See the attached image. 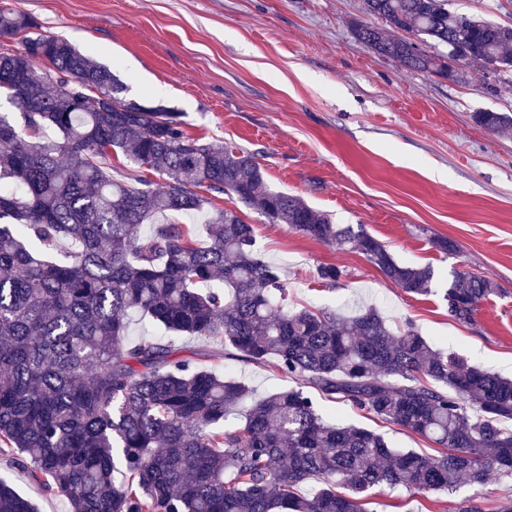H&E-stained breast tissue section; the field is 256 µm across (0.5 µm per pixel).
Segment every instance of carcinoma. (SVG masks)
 Returning a JSON list of instances; mask_svg holds the SVG:
<instances>
[{
  "label": "carcinoma",
  "mask_w": 512,
  "mask_h": 512,
  "mask_svg": "<svg viewBox=\"0 0 512 512\" xmlns=\"http://www.w3.org/2000/svg\"><path fill=\"white\" fill-rule=\"evenodd\" d=\"M364 9L386 28L353 31L380 57L449 81L461 64L512 73L511 24L448 0H364ZM35 27L0 7V38L26 34L21 51L0 52V91L23 123L0 115V177L13 180L0 185L1 452L64 495L71 512H369L376 487L416 495L490 472L512 479V380L433 348L412 323L393 326L374 308L345 316L288 305L253 225L213 198L230 195L272 224L357 249L407 293L429 292L432 270L398 263L367 233L269 188L253 156L188 137L178 113L121 98L106 67L60 37L29 36ZM428 39L458 50L456 65L423 50ZM474 119L512 128L509 112ZM47 127L62 140L40 136ZM114 153L126 159L119 176ZM203 210L204 243L181 224L154 223ZM63 241L75 251L58 262ZM218 275L224 289L201 290ZM495 292L489 278L458 271L444 300L468 322ZM134 313L178 338L217 340L230 360L271 364L293 385L254 399L231 424L249 387L173 340L128 341ZM324 398L440 451L396 449L331 421ZM0 512L38 508L0 481Z\"/></svg>",
  "instance_id": "obj_1"
}]
</instances>
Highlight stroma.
Returning <instances> with one entry per match:
<instances>
[{
	"mask_svg": "<svg viewBox=\"0 0 512 512\" xmlns=\"http://www.w3.org/2000/svg\"><path fill=\"white\" fill-rule=\"evenodd\" d=\"M31 15L40 33L65 38L107 67L124 99L178 113L186 133L254 156L266 183L302 198L335 223L363 229L399 263L428 268L418 295L388 281L364 254L338 249L252 211L256 246L277 264L288 302L355 313L372 306L393 324L412 322L430 343L512 377V129L493 133L474 113H512V80L462 82L405 68L359 43L353 27L382 26L363 0H0ZM323 265L339 267L333 284ZM497 288L473 322L443 298L454 272ZM209 366L256 394L290 387L271 365L224 357L206 337L189 339ZM327 417L375 431L397 448L431 454L429 440L349 405L324 401ZM0 479L39 512H70L27 470L0 454ZM512 481L488 474L453 494L376 488L371 512H497Z\"/></svg>",
	"mask_w": 512,
	"mask_h": 512,
	"instance_id": "obj_1",
	"label": "stroma"
}]
</instances>
